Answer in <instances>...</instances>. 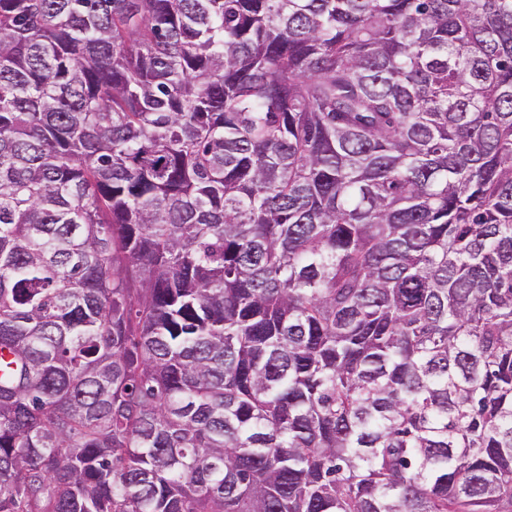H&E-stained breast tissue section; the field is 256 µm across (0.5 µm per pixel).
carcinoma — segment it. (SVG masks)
Returning <instances> with one entry per match:
<instances>
[{
  "label": "carcinoma",
  "mask_w": 512,
  "mask_h": 512,
  "mask_svg": "<svg viewBox=\"0 0 512 512\" xmlns=\"http://www.w3.org/2000/svg\"><path fill=\"white\" fill-rule=\"evenodd\" d=\"M0 512H512V0H0Z\"/></svg>",
  "instance_id": "obj_1"
}]
</instances>
